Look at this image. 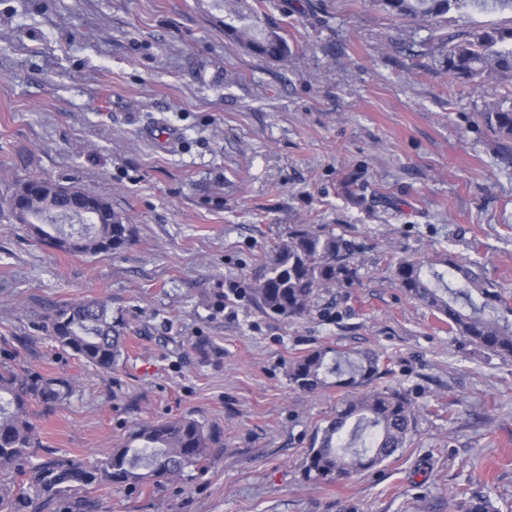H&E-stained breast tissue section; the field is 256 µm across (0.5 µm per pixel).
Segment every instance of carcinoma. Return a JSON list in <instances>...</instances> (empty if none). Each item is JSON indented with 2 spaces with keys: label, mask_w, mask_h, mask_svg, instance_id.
Segmentation results:
<instances>
[{
  "label": "carcinoma",
  "mask_w": 512,
  "mask_h": 512,
  "mask_svg": "<svg viewBox=\"0 0 512 512\" xmlns=\"http://www.w3.org/2000/svg\"><path fill=\"white\" fill-rule=\"evenodd\" d=\"M389 15L420 18L437 24L461 0H374ZM226 35L252 54L288 60L283 37L262 19L248 0H224ZM448 71L472 83L488 74L512 77V29L475 31L455 43L446 42ZM498 143H512V96L492 112L482 114ZM75 188L29 179L14 195L25 201L12 206L20 223L42 244L72 255L97 256L121 250L132 230L112 204L87 195L91 208L71 206ZM356 243L332 229L307 224L294 228L288 240L270 251L265 273L251 289L256 306L268 315L301 318L326 288H342L357 276ZM393 283L406 296L446 319L451 332L505 360L512 359V301L472 265L448 252L433 259L399 257L391 263ZM52 338L85 362L103 369L123 355L122 324L112 319L104 302L66 305L50 315ZM380 356L363 352L356 358L312 351L289 369L292 383L314 392L339 377L355 393L336 406L335 416L316 435L305 458L306 475L334 484L370 469L404 447L414 429L411 400L397 389H377L375 380L387 374ZM347 375L342 380L340 376ZM70 385L29 369L0 368V512H41L61 498H77L94 484L139 487L157 478L173 479L208 460L219 437L205 422L179 417L164 422H140L123 444L93 464L47 456L26 469L43 447L29 412L36 403L46 411L65 401ZM455 512H496L488 498L461 495Z\"/></svg>",
  "instance_id": "carcinoma-1"
}]
</instances>
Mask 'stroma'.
Instances as JSON below:
<instances>
[{
  "mask_svg": "<svg viewBox=\"0 0 512 512\" xmlns=\"http://www.w3.org/2000/svg\"><path fill=\"white\" fill-rule=\"evenodd\" d=\"M287 61L224 34V0H0V365L69 380L33 407L43 444L90 462L137 423L216 427L177 480L93 485L84 512H454L457 492L512 512V361L449 332L391 282L394 256L448 251L512 295V156L481 119L506 81L452 82L442 38L512 28L470 4L436 26L372 0H275ZM174 130L167 144L145 129ZM108 199L132 226L112 255L32 241L8 207L29 178ZM299 224L361 244L347 288L298 319L251 290ZM96 298L125 324L118 366L50 338L48 314ZM387 359L377 388L415 406L405 448L350 480L305 475L346 396L294 386L316 349Z\"/></svg>",
  "mask_w": 512,
  "mask_h": 512,
  "instance_id": "stroma-1",
  "label": "stroma"
}]
</instances>
